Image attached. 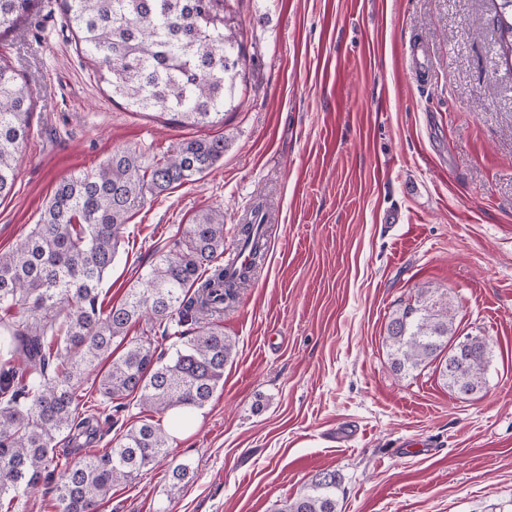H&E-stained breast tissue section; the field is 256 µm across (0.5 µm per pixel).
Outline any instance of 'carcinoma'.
Returning <instances> with one entry per match:
<instances>
[{"instance_id": "1", "label": "carcinoma", "mask_w": 512, "mask_h": 512, "mask_svg": "<svg viewBox=\"0 0 512 512\" xmlns=\"http://www.w3.org/2000/svg\"><path fill=\"white\" fill-rule=\"evenodd\" d=\"M37 4L0 0V34ZM62 7L112 99L132 112L170 114L181 125L224 124L242 58L229 0H62ZM501 8L502 49L512 56V0H501ZM33 108L29 82L0 62V200L13 191ZM225 148L222 136L189 139L149 162L116 150L96 170L59 182L42 222L15 251L0 255V310L25 312L0 321V512H17L15 502L41 487L54 493L61 512H99L114 486L170 457V437L156 416L201 409L224 382L235 342L214 318L252 269L227 274L223 210L198 213L122 304L104 309L99 290L124 226L146 196L197 180L224 159ZM265 244L263 221L242 225L239 245L259 257ZM144 317L150 331L177 339L178 348L167 357L149 339L132 341L112 359L114 340ZM455 319L448 295L421 288L390 315L385 344L395 372L409 375L434 362L441 380L468 399L485 387L491 347L479 336L467 337L460 351L451 347ZM102 359L110 363L100 394L117 413L127 398L138 399L145 419L110 450L64 462L54 441L83 432L79 382ZM341 485L339 472L322 469L273 512H338Z\"/></svg>"}]
</instances>
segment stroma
<instances>
[{"instance_id": "35a3bbf8", "label": "stroma", "mask_w": 512, "mask_h": 512, "mask_svg": "<svg viewBox=\"0 0 512 512\" xmlns=\"http://www.w3.org/2000/svg\"><path fill=\"white\" fill-rule=\"evenodd\" d=\"M246 63L224 122L195 128L112 102L77 52L60 0L0 36L36 103L0 254L40 223L56 184L117 149L153 157L221 136L201 179L134 211L101 284L122 302L193 217L224 209L232 249L268 216L254 277L217 323L236 342L224 385L191 422L162 416L174 461L113 487L102 512H270L316 471L344 477L339 512H512V66L499 0H231ZM428 46L423 82L408 45ZM400 212L401 223L382 215ZM447 293L461 336L492 348L486 385L458 399L433 367L393 372L389 315L418 289ZM97 369L80 382L104 452L140 425L105 424Z\"/></svg>"}]
</instances>
